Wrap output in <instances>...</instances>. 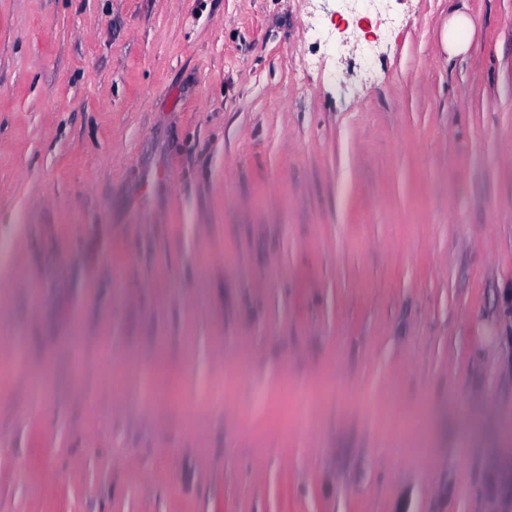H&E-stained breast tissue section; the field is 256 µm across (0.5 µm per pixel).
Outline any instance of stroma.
Listing matches in <instances>:
<instances>
[{
	"label": "stroma",
	"instance_id": "obj_1",
	"mask_svg": "<svg viewBox=\"0 0 512 512\" xmlns=\"http://www.w3.org/2000/svg\"><path fill=\"white\" fill-rule=\"evenodd\" d=\"M386 12L0 0V512H512V0ZM462 29H470V21L462 14L455 15L448 25V52L450 54H459L466 49V42L457 36V32Z\"/></svg>",
	"mask_w": 512,
	"mask_h": 512
}]
</instances>
